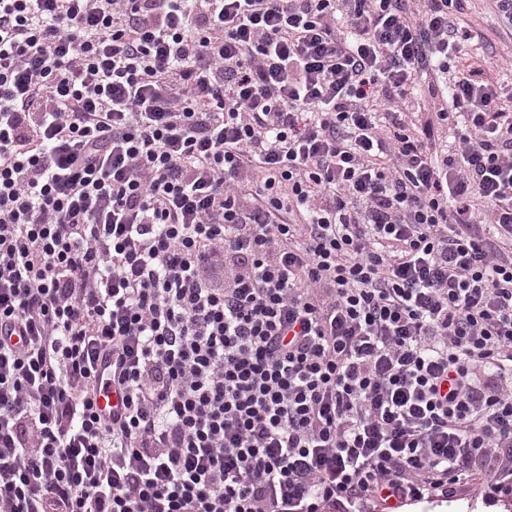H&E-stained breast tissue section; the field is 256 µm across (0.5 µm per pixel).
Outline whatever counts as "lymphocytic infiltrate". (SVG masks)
Here are the masks:
<instances>
[{"instance_id": "f902f5d3", "label": "lymphocytic infiltrate", "mask_w": 512, "mask_h": 512, "mask_svg": "<svg viewBox=\"0 0 512 512\" xmlns=\"http://www.w3.org/2000/svg\"><path fill=\"white\" fill-rule=\"evenodd\" d=\"M465 3L0 0V512L512 493V96L451 69Z\"/></svg>"}]
</instances>
